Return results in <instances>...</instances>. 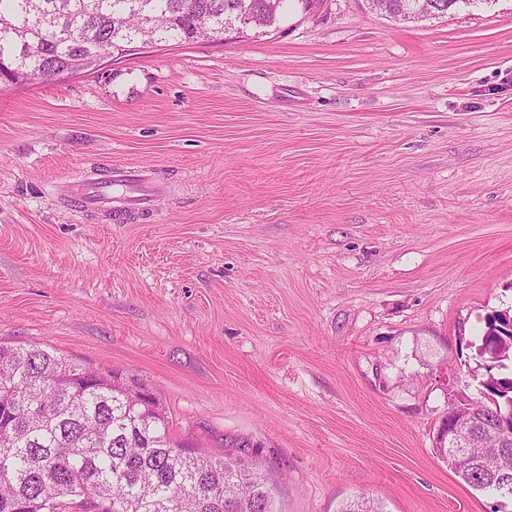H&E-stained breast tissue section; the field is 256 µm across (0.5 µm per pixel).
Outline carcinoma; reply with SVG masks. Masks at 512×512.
<instances>
[{
	"mask_svg": "<svg viewBox=\"0 0 512 512\" xmlns=\"http://www.w3.org/2000/svg\"><path fill=\"white\" fill-rule=\"evenodd\" d=\"M285 0H0V76L31 70L95 67L93 54L110 46L129 52L138 37L124 27L140 7L156 16L161 42L191 41L198 26L216 40L245 32L244 19L279 23ZM389 18L403 22L415 0H385ZM501 398L512 376L486 374ZM146 387L119 372L87 379L83 368L53 353L0 345V512H275L274 487L255 463L238 469L230 454L188 448L170 433L160 398L131 406L130 388ZM480 419L470 452L440 455L458 477L493 498H512V453L500 454L491 430L492 405L475 402ZM337 512H386L360 496Z\"/></svg>",
	"mask_w": 512,
	"mask_h": 512,
	"instance_id": "obj_1",
	"label": "carcinoma"
}]
</instances>
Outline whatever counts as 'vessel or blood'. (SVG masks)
<instances>
[{
  "label": "vessel or blood",
  "mask_w": 512,
  "mask_h": 512,
  "mask_svg": "<svg viewBox=\"0 0 512 512\" xmlns=\"http://www.w3.org/2000/svg\"><path fill=\"white\" fill-rule=\"evenodd\" d=\"M71 192L82 207L101 210L125 223L153 212L160 189L145 169L115 167L107 177L73 185Z\"/></svg>",
  "instance_id": "vessel-or-blood-1"
}]
</instances>
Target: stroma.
<instances>
[{"instance_id": "35a3bbf8", "label": "stroma", "mask_w": 512, "mask_h": 512, "mask_svg": "<svg viewBox=\"0 0 512 512\" xmlns=\"http://www.w3.org/2000/svg\"><path fill=\"white\" fill-rule=\"evenodd\" d=\"M166 187L116 224L70 188ZM512 315V0L277 30L0 82V344L139 378L177 441L262 462L275 512H491L435 453ZM458 376L447 388L445 373Z\"/></svg>"}]
</instances>
